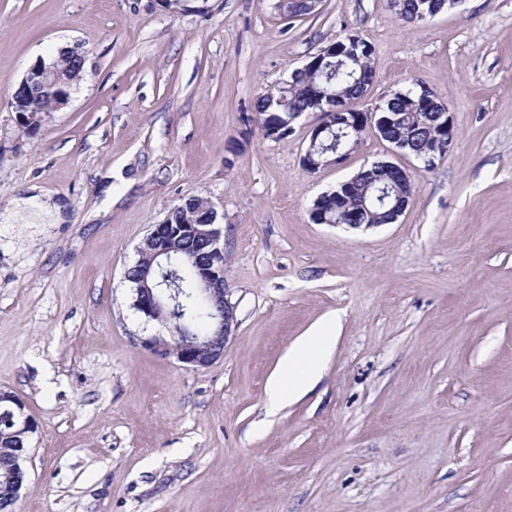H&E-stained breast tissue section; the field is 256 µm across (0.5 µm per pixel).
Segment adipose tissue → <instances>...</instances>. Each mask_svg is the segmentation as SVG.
I'll return each instance as SVG.
<instances>
[{
	"label": "adipose tissue",
	"instance_id": "adipose-tissue-1",
	"mask_svg": "<svg viewBox=\"0 0 512 512\" xmlns=\"http://www.w3.org/2000/svg\"><path fill=\"white\" fill-rule=\"evenodd\" d=\"M63 202L43 197L38 187H30L26 197L16 200L13 209L0 213L1 224H12L18 211H26L31 220L48 218L62 223ZM336 344V322L328 320L317 330L302 337L288 353L282 367L269 379L267 399L269 410H276L288 400L303 394L318 375L319 359Z\"/></svg>",
	"mask_w": 512,
	"mask_h": 512
}]
</instances>
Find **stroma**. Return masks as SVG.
I'll return each instance as SVG.
<instances>
[{
    "label": "stroma",
    "mask_w": 512,
    "mask_h": 512,
    "mask_svg": "<svg viewBox=\"0 0 512 512\" xmlns=\"http://www.w3.org/2000/svg\"><path fill=\"white\" fill-rule=\"evenodd\" d=\"M0 0V210L32 185L62 224H0V389L38 424L13 512H512V0L407 25L390 0ZM354 34L367 111L413 81L453 117L428 167L374 130L342 164L302 156L320 117L264 136L258 95ZM79 48L86 75L37 130L12 94ZM407 170L398 221L315 223L314 200L372 162ZM192 196L223 213L238 328L206 368L125 279L152 225ZM334 350L300 399L266 410L293 344L329 318ZM277 11L288 20L301 18L317 12L309 0H285L276 4Z\"/></svg>",
    "instance_id": "35a3bbf8"
}]
</instances>
